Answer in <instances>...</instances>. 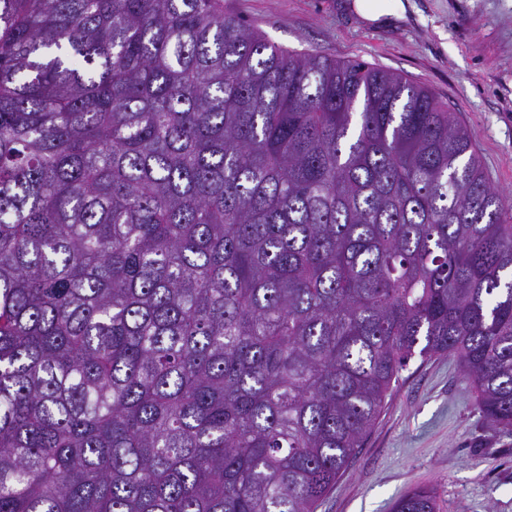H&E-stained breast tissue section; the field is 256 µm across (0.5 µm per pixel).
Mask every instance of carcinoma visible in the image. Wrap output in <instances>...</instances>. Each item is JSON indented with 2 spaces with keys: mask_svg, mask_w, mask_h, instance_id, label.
<instances>
[{
  "mask_svg": "<svg viewBox=\"0 0 512 512\" xmlns=\"http://www.w3.org/2000/svg\"><path fill=\"white\" fill-rule=\"evenodd\" d=\"M416 354L512 431V201L428 89L0 0V512H317Z\"/></svg>",
  "mask_w": 512,
  "mask_h": 512,
  "instance_id": "obj_1",
  "label": "carcinoma"
}]
</instances>
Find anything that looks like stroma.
Instances as JSON below:
<instances>
[{
  "instance_id": "35a3bbf8",
  "label": "stroma",
  "mask_w": 512,
  "mask_h": 512,
  "mask_svg": "<svg viewBox=\"0 0 512 512\" xmlns=\"http://www.w3.org/2000/svg\"><path fill=\"white\" fill-rule=\"evenodd\" d=\"M348 0H224L226 15L291 50L357 58L428 88L472 133L489 184L512 195V0H412L362 21ZM418 486L441 512H512V431L491 428L445 355L414 357L317 512H390Z\"/></svg>"
}]
</instances>
